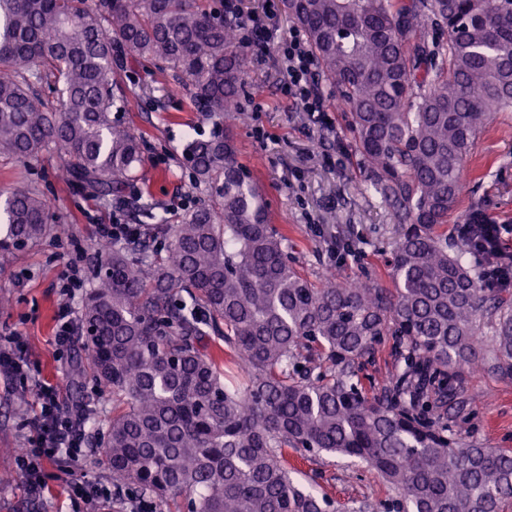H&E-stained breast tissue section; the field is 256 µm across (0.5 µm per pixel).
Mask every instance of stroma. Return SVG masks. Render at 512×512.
<instances>
[{"label": "stroma", "mask_w": 512, "mask_h": 512, "mask_svg": "<svg viewBox=\"0 0 512 512\" xmlns=\"http://www.w3.org/2000/svg\"><path fill=\"white\" fill-rule=\"evenodd\" d=\"M242 97L243 117L233 129L239 162L261 187L269 222L288 237V251L311 281L329 272L353 279L362 271L382 272L395 228L377 199L361 195L362 181L349 147L346 109L328 96L331 128L314 124L301 107L285 100L274 69L249 66ZM120 86H139L132 107L119 120L144 140V165L134 184L135 198L105 201L68 184L60 176L57 155L21 162L0 156V192L31 185L49 202L58 222L41 241L15 253H0V347L12 333H21L33 379L60 389L66 408L82 402L100 408L104 399L92 380H85L82 398H75L70 380L83 350V330H75L70 346L55 343L56 315L61 304L81 306L84 291L67 299L61 286L76 252H83L87 275H94L101 243V224H134L137 202L149 201L157 212L178 223L200 199L192 174L181 160L184 143L209 136L206 120L188 93H169L170 74L131 63L121 72ZM263 128L264 141L254 137ZM483 203L492 221L512 225V111L497 113L476 138L455 214L456 225L472 204ZM356 244L347 251L345 242ZM20 381L0 376V472L14 481L0 485V512H90L73 497L70 486L79 480L110 482L111 474L96 457L86 455L69 472L48 467L42 495L29 494L17 478L18 450L33 447L32 421L38 412L34 396ZM459 418L475 438L490 448H512V379L489 375L466 377ZM304 474H316L325 493L336 503L363 497H383L378 478L349 458L323 454L301 462Z\"/></svg>", "instance_id": "stroma-1"}]
</instances>
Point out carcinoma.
<instances>
[{
    "label": "carcinoma",
    "mask_w": 512,
    "mask_h": 512,
    "mask_svg": "<svg viewBox=\"0 0 512 512\" xmlns=\"http://www.w3.org/2000/svg\"><path fill=\"white\" fill-rule=\"evenodd\" d=\"M321 80L350 114L362 191L397 225L386 280L313 284L268 223L231 134L246 47L212 0H0V155L58 154L68 181L120 199L144 143L128 59L171 72L212 120L182 164L210 191L151 250L105 252L82 301L84 358L112 398L102 462L142 512H336L290 457L355 459L388 488L347 512H512V448H488L450 413L467 372L512 379V264L484 206L448 252L467 156L512 110V0H282ZM45 84L58 100L39 95ZM57 216L35 188L0 198V252ZM503 285L467 263L473 238ZM389 346L385 380L369 373Z\"/></svg>",
    "instance_id": "cac0c4a2"
}]
</instances>
